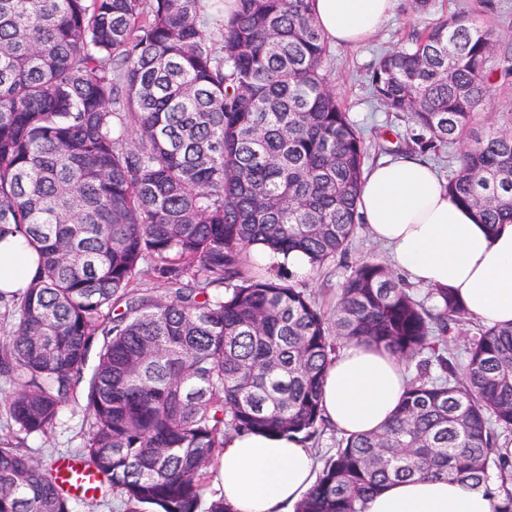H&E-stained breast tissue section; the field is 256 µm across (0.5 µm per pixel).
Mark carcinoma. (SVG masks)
<instances>
[{
    "instance_id": "cac0c4a2",
    "label": "carcinoma",
    "mask_w": 512,
    "mask_h": 512,
    "mask_svg": "<svg viewBox=\"0 0 512 512\" xmlns=\"http://www.w3.org/2000/svg\"><path fill=\"white\" fill-rule=\"evenodd\" d=\"M224 2L0 0V239L39 254L32 287L0 294V512H71L58 460L17 438L51 433L82 381L75 455L124 512H232L208 493L224 439L317 443L347 343L415 374L380 430L340 438L296 512H366L416 476L512 512V325L463 331L451 289L421 294L368 260L326 313L296 275L248 261L256 243L314 268L346 252L369 154L312 0H235L227 17ZM511 80L512 42L464 13L369 71L373 99L410 118L409 150L461 146L448 196L491 231L512 223V113L480 130L475 114Z\"/></svg>"
}]
</instances>
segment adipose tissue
Wrapping results in <instances>:
<instances>
[{"label": "adipose tissue", "instance_id": "1", "mask_svg": "<svg viewBox=\"0 0 512 512\" xmlns=\"http://www.w3.org/2000/svg\"><path fill=\"white\" fill-rule=\"evenodd\" d=\"M395 0H314L328 42L359 46L391 17ZM359 211L369 235L387 246L395 267L425 288H451L471 317L512 324V224L489 232L452 202L431 167L411 155L378 162L365 174ZM38 257L19 235L0 239V292L33 280ZM404 364L387 352L351 344L329 365L322 386L325 418L346 436L369 433L394 414L406 390ZM232 512H295L315 481V463L295 438L244 434L228 439L218 464ZM484 489L445 478L387 485L367 512H494Z\"/></svg>", "mask_w": 512, "mask_h": 512}]
</instances>
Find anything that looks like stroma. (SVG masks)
Masks as SVG:
<instances>
[{"instance_id":"obj_1","label":"stroma","mask_w":512,"mask_h":512,"mask_svg":"<svg viewBox=\"0 0 512 512\" xmlns=\"http://www.w3.org/2000/svg\"><path fill=\"white\" fill-rule=\"evenodd\" d=\"M494 2L497 9L489 12L479 0H432L429 11L416 13L411 9L410 0H396L393 18L365 45L356 49L330 46L329 83L354 124L369 133L371 160L376 161L383 156L376 140L378 133L390 129L403 139L410 134L405 118L384 111L370 96L367 70L375 57L403 43L413 30L423 29L460 11L467 12L478 25L512 36V0ZM367 259L386 263L390 256L386 248L371 241L362 232L346 253L304 276L303 281L321 308L325 312H332L344 279L352 268ZM86 429L87 413L83 400L79 399L61 408L57 424L49 436H29L26 440L27 450L36 459L47 460L49 456L80 447Z\"/></svg>"}]
</instances>
